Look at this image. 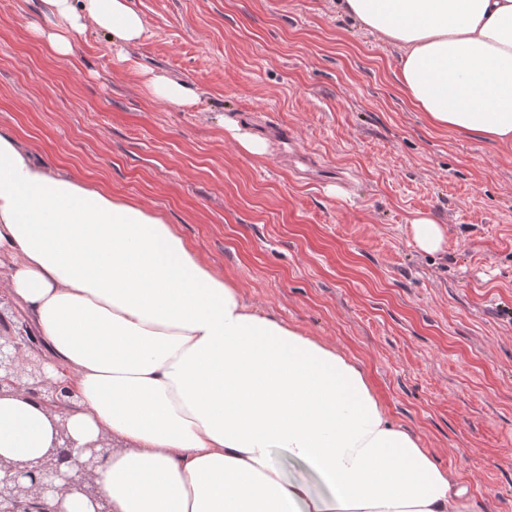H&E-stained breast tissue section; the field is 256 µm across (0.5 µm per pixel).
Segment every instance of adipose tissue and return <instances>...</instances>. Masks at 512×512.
<instances>
[{"mask_svg": "<svg viewBox=\"0 0 512 512\" xmlns=\"http://www.w3.org/2000/svg\"><path fill=\"white\" fill-rule=\"evenodd\" d=\"M54 55L86 29L139 43L129 0H40ZM401 51L398 80L432 127L512 151V0H337ZM162 104L195 86L145 79ZM0 268L8 298L69 386L65 415L0 396V458L34 461L66 423L103 437L110 512H465L468 489L393 423L359 361L247 304L174 225L36 160L0 132ZM309 466L323 491L287 479Z\"/></svg>", "mask_w": 512, "mask_h": 512, "instance_id": "adipose-tissue-1", "label": "adipose tissue"}]
</instances>
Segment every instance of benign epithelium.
<instances>
[{
	"instance_id": "7a95c632",
	"label": "benign epithelium",
	"mask_w": 512,
	"mask_h": 512,
	"mask_svg": "<svg viewBox=\"0 0 512 512\" xmlns=\"http://www.w3.org/2000/svg\"><path fill=\"white\" fill-rule=\"evenodd\" d=\"M35 351L32 337L0 331V394L23 391L62 412L70 407L72 393L64 385L47 383L43 361L30 356ZM109 447L101 438L77 447L66 423H60L58 444L42 458L0 460V512H65L63 501L73 493L98 502L95 512H108L94 478L99 459Z\"/></svg>"
}]
</instances>
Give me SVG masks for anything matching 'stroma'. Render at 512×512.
Instances as JSON below:
<instances>
[{
    "instance_id": "1",
    "label": "stroma",
    "mask_w": 512,
    "mask_h": 512,
    "mask_svg": "<svg viewBox=\"0 0 512 512\" xmlns=\"http://www.w3.org/2000/svg\"><path fill=\"white\" fill-rule=\"evenodd\" d=\"M131 5L140 43L90 29L64 58L32 35L33 0H0V131L158 213L255 308L355 357L467 512H512V152L431 127L399 49L336 0ZM146 68L199 101H153ZM418 211L443 252L412 244ZM232 136L244 151L254 158H263L268 153V144L265 138L258 135L243 133L240 128H232ZM411 240L414 246L427 253L438 252L445 245V230L429 212H417L410 219Z\"/></svg>"
}]
</instances>
